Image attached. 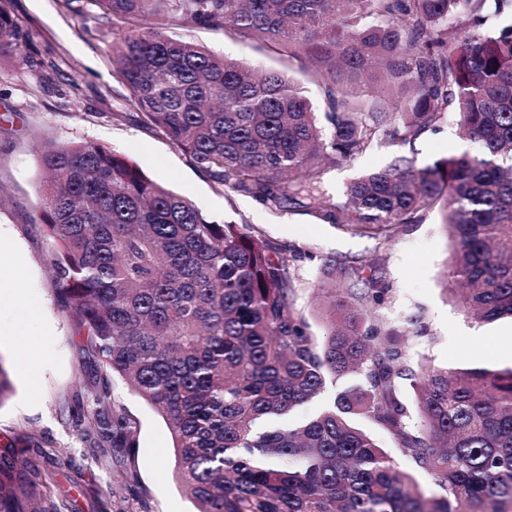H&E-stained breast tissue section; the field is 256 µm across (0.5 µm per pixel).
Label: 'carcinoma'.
Listing matches in <instances>:
<instances>
[{
    "label": "carcinoma",
    "mask_w": 512,
    "mask_h": 512,
    "mask_svg": "<svg viewBox=\"0 0 512 512\" xmlns=\"http://www.w3.org/2000/svg\"><path fill=\"white\" fill-rule=\"evenodd\" d=\"M119 19L115 78L139 120L213 180L275 208L390 240L446 211L448 276L484 322L512 318V0H87ZM258 36L325 90L320 124L302 82L256 73L172 37L176 23ZM19 32L0 0V55ZM453 112L467 147L418 167L400 157L317 187L318 161L347 162L377 139L412 143ZM42 224L54 270L97 362L166 419L175 471L196 512H512V367L413 369L403 335L377 319L389 293L371 271L328 296L323 340L290 301L285 249L220 223L91 142L40 146ZM348 259L325 275L364 270ZM355 375L295 427L277 420ZM408 381L415 409L400 395ZM388 432L442 496H428L371 433ZM98 447L135 426L107 386L74 414ZM39 466L0 463V512H71Z\"/></svg>",
    "instance_id": "1"
}]
</instances>
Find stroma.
Here are the masks:
<instances>
[{
  "label": "stroma",
  "instance_id": "stroma-1",
  "mask_svg": "<svg viewBox=\"0 0 512 512\" xmlns=\"http://www.w3.org/2000/svg\"><path fill=\"white\" fill-rule=\"evenodd\" d=\"M10 11L21 39L17 50L0 58V234L8 240L0 251V270L20 281L25 296L21 305L0 312V324L24 320L34 344L28 361L38 375V389L27 397L23 368L0 336V366L10 384L0 400V461L31 457L39 443L55 449L69 466L52 479L67 490L75 512H90L94 495L111 499L119 512L195 509L178 485L164 417L122 377L98 365L60 291L53 272L57 246L40 223L38 145L43 139L106 145L209 218L248 225L272 243L297 251L290 262V299L312 336L324 334L322 291L331 285L323 276L325 262L356 257L376 265L390 285L379 308L381 319L405 326L416 318L427 328V337H407L411 367H512L498 355L479 351L485 336L512 344V321L480 322L464 312L448 289L453 244L442 210L426 211L421 223L400 227L384 245L316 221L298 207L272 211L214 181L161 129L138 120L129 89L113 77L111 44L119 21L99 18L85 0H10ZM172 32L255 69L281 66L257 40L233 32L188 23L173 26ZM460 143L455 116H444L439 131L414 143L379 140L350 162L324 163L320 191L327 200L339 201L353 178L387 165L394 156L413 157L423 166L447 157ZM103 384L137 423L132 446L116 456L86 442L70 417Z\"/></svg>",
  "mask_w": 512,
  "mask_h": 512
}]
</instances>
